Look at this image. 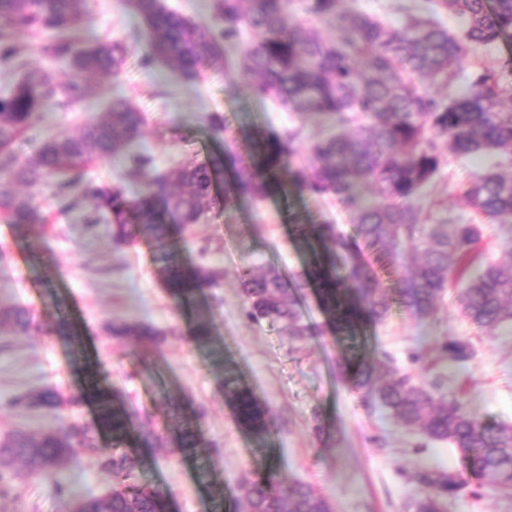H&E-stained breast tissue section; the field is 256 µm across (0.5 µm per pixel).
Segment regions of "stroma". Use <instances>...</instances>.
Masks as SVG:
<instances>
[{
  "label": "stroma",
  "mask_w": 512,
  "mask_h": 512,
  "mask_svg": "<svg viewBox=\"0 0 512 512\" xmlns=\"http://www.w3.org/2000/svg\"><path fill=\"white\" fill-rule=\"evenodd\" d=\"M85 42L110 35L125 39L126 66L118 77L97 78L93 99L69 110L45 113L36 130L13 144L17 157L34 152L41 138L76 131L102 118L116 95L129 98L145 118L143 151L164 169L220 149L207 118L226 115L237 147L261 132L291 126L293 113L255 100L244 79L223 66L204 68L191 84L161 63L145 68L140 60L150 45L140 19L121 0H89ZM485 166L481 157L445 168L433 184V198L458 222L476 221L459 198L458 186ZM85 202L70 211L50 206L54 226L19 232L0 222V308L28 307L43 324L65 323V335L31 332L13 336L0 350V439L12 430L36 433L60 423L94 426V403L66 407L15 405L16 397L54 389L69 396L85 386L89 366L135 415L139 430L163 441L137 449L140 466L132 483L160 490L169 512H244L243 486L258 473L311 484L333 512H413L421 493L414 475L422 469L463 473L467 482L448 512H512V498L480 487L466 472L459 450L427 441L397 425L374 400L350 389L339 374L343 356L362 350L378 367L393 363L414 377L442 374V393L457 395L482 420L512 424V326L488 335L461 314L456 290H448L433 316L392 308L389 317L359 328L357 341L342 339L328 324L306 266L289 235L290 219L305 224H337L351 231L352 216L336 200L306 197L245 202L229 212H211L178 236L192 262L222 268L218 287L208 291L206 310L214 335L208 346L190 341L196 313L178 307L169 294L146 242L115 250L106 229L88 233ZM275 266L302 283V321L310 338L293 340L283 326L255 323L236 270L243 262ZM112 320L143 322L160 333L143 349L112 336ZM470 342L465 366H443L441 340ZM249 388L269 412L270 428L257 437L241 427L224 401L225 372ZM196 422L205 451L198 457L171 453L179 426ZM11 489L0 493V512H64L65 494L96 496L111 483L95 460L68 459L55 476L29 474L14 463L0 464Z\"/></svg>",
  "instance_id": "1"
}]
</instances>
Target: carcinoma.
Instances as JSON below:
<instances>
[{
    "mask_svg": "<svg viewBox=\"0 0 512 512\" xmlns=\"http://www.w3.org/2000/svg\"><path fill=\"white\" fill-rule=\"evenodd\" d=\"M425 2L421 12L408 13L403 25L393 27L377 16L341 8L342 0H211L205 20L171 10L165 0H123L150 39L143 65L163 62L193 83L203 68L222 61L226 69H239L255 98L325 124L323 135L309 146L310 163L285 170L301 142V128L292 127L254 137L243 153L226 144L202 160L189 158L170 170H152V157L132 150L145 134L144 117L128 98L116 97L104 118L45 138L21 160L0 163V218L21 231L50 223L40 203L32 197L17 201L14 189L51 184L63 208L79 200L88 204L87 229L94 233L106 224L114 249L139 239L151 243L174 301L194 305L221 272L185 263L170 248L171 225L195 224L202 215L227 212L241 200L330 197L353 213V234L333 224H296L293 235L307 246L305 282L315 285L337 334L385 319L393 300L411 314L434 315L450 284L459 281V304L468 322L487 332L512 323V243L504 244L511 258L486 262L472 272L481 237L477 225L445 217L429 226L424 213L426 189L448 167V159L479 155L486 157L487 168L459 187L460 198L488 223L512 218V174L497 169L495 161L498 155L512 157V56H496L500 42L512 34V0ZM441 10L454 16L458 31H448ZM87 21L88 0H0V69L24 70L0 90V151L32 130L44 113L91 97L90 77L121 73L128 45L108 36L83 46L80 28ZM316 22L333 34L321 36ZM29 31L45 37L41 51L65 67L67 82H56L40 65L19 61L13 36ZM472 58L493 62L475 66L460 94L440 98L432 92L435 85L451 87L457 71ZM122 156L128 161L127 177L142 183L135 197L85 176L88 163ZM226 170L232 180L221 191L217 179ZM364 246L377 250L382 265L398 273L394 298L379 289ZM410 249L421 251L423 258L402 272ZM237 278L250 321L281 323L296 339L311 335L300 322L301 286L286 274L246 263ZM33 330L61 334L63 325L46 327L24 307L0 309L1 336ZM110 330L144 348L159 336L139 322L113 323ZM211 336L202 310L191 340L201 345ZM440 350L443 360L454 365L471 358L462 340L446 339ZM340 368L351 389L374 394L402 427L458 449L481 485L512 497V424L485 422L462 400L436 395V382H416L393 366L377 388L373 361L345 359ZM88 400L98 407L97 427L12 432L0 441V458L19 463L30 474L52 476L70 457L94 456L118 486L103 496L81 498L86 512H167L162 493L123 484L139 463L126 451L133 416L111 401L110 390L95 383L68 398L48 389L16 402L57 407ZM224 400L254 435L268 431L267 411L229 372ZM101 430L111 437V447L99 446ZM174 451L184 457L201 453L194 427L180 429ZM414 479L424 488L413 504L415 512H443L466 487L460 474L450 470L420 471ZM243 492L246 512H332L329 500L312 485L274 472L248 480Z\"/></svg>",
    "mask_w": 512,
    "mask_h": 512,
    "instance_id": "1",
    "label": "carcinoma"
}]
</instances>
